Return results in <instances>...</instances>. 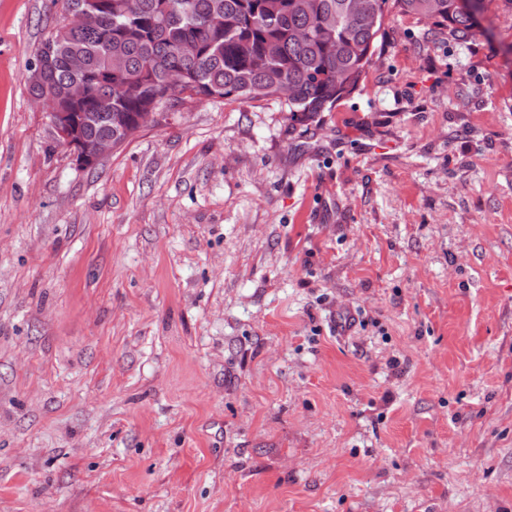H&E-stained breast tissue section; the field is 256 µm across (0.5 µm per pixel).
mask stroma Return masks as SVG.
<instances>
[{
    "instance_id": "1",
    "label": "stroma",
    "mask_w": 512,
    "mask_h": 512,
    "mask_svg": "<svg viewBox=\"0 0 512 512\" xmlns=\"http://www.w3.org/2000/svg\"><path fill=\"white\" fill-rule=\"evenodd\" d=\"M63 18L0 0V512H512V0L93 169L26 86Z\"/></svg>"
}]
</instances>
